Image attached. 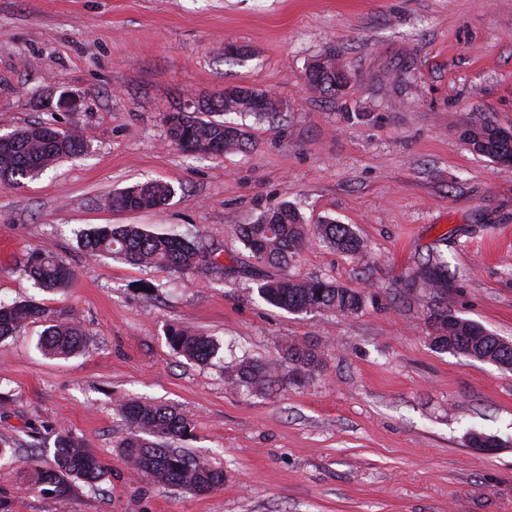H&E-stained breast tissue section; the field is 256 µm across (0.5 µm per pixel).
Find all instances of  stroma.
Segmentation results:
<instances>
[{"mask_svg": "<svg viewBox=\"0 0 512 512\" xmlns=\"http://www.w3.org/2000/svg\"><path fill=\"white\" fill-rule=\"evenodd\" d=\"M234 43L242 56L224 54ZM331 54L348 76L329 96L307 78ZM271 93L275 118H247L254 145L217 158L166 138L169 112L236 89ZM82 108L64 112L61 94ZM512 130V0H0V134L78 127L81 154L24 187L0 185V303L76 317L83 352L48 358L47 321L0 341V448L53 463L59 430L99 456L98 489L46 492L0 460L10 512H512V369L430 342L435 299L403 292L443 254L446 305L512 342V169L473 152L462 128ZM171 183L162 209L121 212L113 193ZM288 203L308 225H349L354 258L310 239L282 268L237 235ZM138 224L196 235L221 270L179 274L91 256L80 232ZM35 249L71 269L45 292L20 269ZM323 278L364 294L358 314H293L264 302L267 276ZM187 327L220 346L197 363L171 349ZM311 344L318 369L246 392L241 364L279 365ZM157 400L191 419L177 446L223 469L207 492L147 482L119 455L118 402Z\"/></svg>", "mask_w": 512, "mask_h": 512, "instance_id": "1", "label": "stroma"}]
</instances>
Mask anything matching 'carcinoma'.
I'll list each match as a JSON object with an SVG mask.
<instances>
[{
  "label": "carcinoma",
  "instance_id": "1",
  "mask_svg": "<svg viewBox=\"0 0 512 512\" xmlns=\"http://www.w3.org/2000/svg\"><path fill=\"white\" fill-rule=\"evenodd\" d=\"M322 70L314 82L321 91L336 95L345 81L336 68V59H322ZM262 107L249 100L226 96L206 102L200 112H171L167 116L170 142L186 152H205L215 156L232 154L251 145L250 132L242 125L209 118L212 113L252 114L259 118L276 115L277 103L271 95L256 93ZM463 138L471 149L502 165L512 157V139L503 135V128L481 121L463 130ZM82 137L72 130H52L35 123L7 135L0 142V184L19 188L54 164L58 159L83 151ZM175 195L172 184L148 180L120 191L109 199L115 209L127 211L154 210ZM317 235L338 251L361 256L365 245L347 224L323 220L316 226ZM239 237L252 257L266 266H286L298 254L309 236L301 214L292 205L280 204L266 211L255 223L238 229ZM81 247L91 255L112 254L126 262L144 267L164 266L177 272L200 267L223 269L217 257L207 254L199 242L179 234L154 235L135 224H108L94 227L80 236ZM23 271L43 290H60L70 283V268L48 250H34L25 256ZM448 263L429 258L407 277L405 287L428 288L439 301L448 296ZM258 295L265 302L290 313L333 312L354 315L363 309V296L352 288L321 278L295 279L281 276L266 279L258 285ZM31 319L50 320L47 309L34 302L0 304V339L17 332ZM432 343L443 350L488 357L512 367V345H497V336L485 327L457 317L439 307L430 316ZM170 347L193 361L206 362L217 352L215 342L186 328H171ZM40 348L52 356H68L85 348L83 332L74 320L51 323L41 336ZM289 371L310 373L322 361L317 347L293 345L283 356ZM280 381L278 370L266 364L248 362L237 377V384L246 389H266ZM118 414L128 424L129 432L120 441L122 458L133 465L146 479L172 486L189 487L205 493L224 482V472L187 456L172 447L170 441L182 439L192 431L187 417L171 405L151 401L130 400L118 405ZM105 475L101 459L84 442L61 430L54 443V465L36 470L37 482L56 495H66L71 483L78 480L93 488Z\"/></svg>",
  "mask_w": 512,
  "mask_h": 512
}]
</instances>
